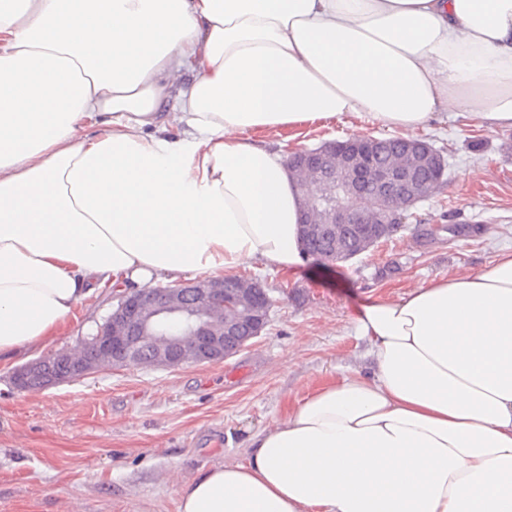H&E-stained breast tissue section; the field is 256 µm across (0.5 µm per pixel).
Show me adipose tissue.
<instances>
[{"label":"adipose tissue","mask_w":512,"mask_h":512,"mask_svg":"<svg viewBox=\"0 0 512 512\" xmlns=\"http://www.w3.org/2000/svg\"><path fill=\"white\" fill-rule=\"evenodd\" d=\"M512 128V0H0V362L97 290L304 262L254 132ZM370 374L296 400L177 512H512V252L375 299Z\"/></svg>","instance_id":"ef3b65f1"}]
</instances>
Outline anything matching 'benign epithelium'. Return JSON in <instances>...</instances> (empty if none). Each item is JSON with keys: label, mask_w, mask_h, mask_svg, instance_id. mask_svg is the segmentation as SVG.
Wrapping results in <instances>:
<instances>
[{"label": "benign epithelium", "mask_w": 512, "mask_h": 512, "mask_svg": "<svg viewBox=\"0 0 512 512\" xmlns=\"http://www.w3.org/2000/svg\"><path fill=\"white\" fill-rule=\"evenodd\" d=\"M377 142L352 137L292 153L290 170L303 189L302 233L336 239L342 226L353 224L361 254L383 239L386 225L404 223V210L444 183L443 158L426 142L401 140L388 166L374 159ZM310 184L317 194L305 192ZM270 304L261 282L242 277L130 291L84 342L82 355L59 350L39 357L13 373V384L25 390L39 375L46 388L105 366L131 367L147 346L161 367L227 360L260 335Z\"/></svg>", "instance_id": "1"}]
</instances>
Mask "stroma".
Wrapping results in <instances>:
<instances>
[{
  "mask_svg": "<svg viewBox=\"0 0 512 512\" xmlns=\"http://www.w3.org/2000/svg\"><path fill=\"white\" fill-rule=\"evenodd\" d=\"M348 115L262 139L290 153L352 136H387ZM414 137L439 150L447 179L410 207L390 239L346 262L307 258L296 272L249 267L273 300L268 323L232 358L175 368L102 367L85 378L21 391L0 367V512H176L180 492L206 468L244 461L254 435L321 383L368 372L356 308L393 300L422 282L464 276L512 251V128L489 132L456 114ZM475 224L431 241L422 229ZM114 289L87 300L45 353L80 346L112 309Z\"/></svg>",
  "mask_w": 512,
  "mask_h": 512,
  "instance_id": "stroma-1",
  "label": "stroma"
}]
</instances>
